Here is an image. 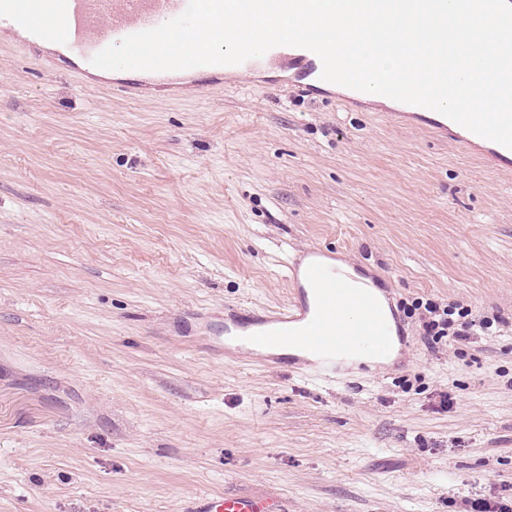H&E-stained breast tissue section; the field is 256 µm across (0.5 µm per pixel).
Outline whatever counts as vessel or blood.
Listing matches in <instances>:
<instances>
[{
    "label": "vessel or blood",
    "instance_id": "vessel-or-blood-1",
    "mask_svg": "<svg viewBox=\"0 0 512 512\" xmlns=\"http://www.w3.org/2000/svg\"><path fill=\"white\" fill-rule=\"evenodd\" d=\"M188 0H0V31L20 30L18 47L34 52L56 44L64 57L75 58L72 76L88 83L95 71L92 57L129 34L154 28L180 15ZM229 65H206L186 70L153 72L148 79L123 81L130 96L143 95L150 83L180 92L223 83ZM311 301L257 315L247 327L232 326L230 334L244 336L257 352L273 355L286 345L319 351L322 370L336 368L337 354L367 344L378 356L389 353L394 327L380 301L355 287L321 263L304 273ZM188 512H286L281 498L267 494H209L193 500Z\"/></svg>",
    "mask_w": 512,
    "mask_h": 512
}]
</instances>
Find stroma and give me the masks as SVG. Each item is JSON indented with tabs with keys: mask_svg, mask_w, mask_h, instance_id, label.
Masks as SVG:
<instances>
[{
	"mask_svg": "<svg viewBox=\"0 0 512 512\" xmlns=\"http://www.w3.org/2000/svg\"><path fill=\"white\" fill-rule=\"evenodd\" d=\"M0 34V512H463L512 497V164L287 60L182 97L79 86ZM369 278L387 362H264L234 310L311 250ZM492 328L434 352L407 310ZM450 404H443V397ZM188 512H287L284 502L267 494H209L193 500Z\"/></svg>",
	"mask_w": 512,
	"mask_h": 512,
	"instance_id": "1",
	"label": "stroma"
}]
</instances>
